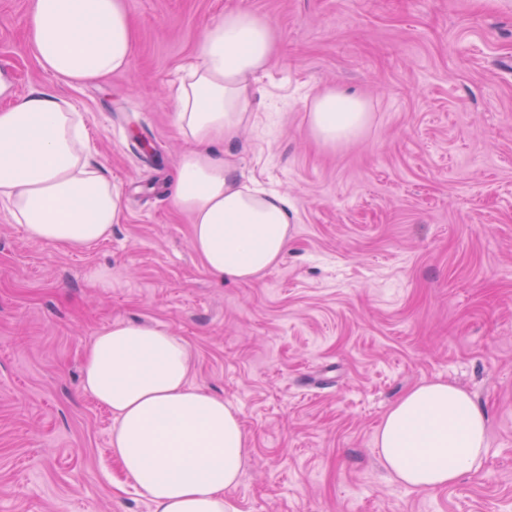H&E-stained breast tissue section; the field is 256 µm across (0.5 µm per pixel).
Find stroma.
<instances>
[{
	"label": "stroma",
	"instance_id": "35a3bbf8",
	"mask_svg": "<svg viewBox=\"0 0 512 512\" xmlns=\"http://www.w3.org/2000/svg\"><path fill=\"white\" fill-rule=\"evenodd\" d=\"M246 6L280 50L234 151L288 193L280 263L210 274L166 191L186 145L176 69L203 24ZM131 68L72 88L26 44L32 0H0V75L52 88L86 118L90 160L122 186L112 234L80 251L30 240L0 205V512H152L82 387L97 331L162 327L193 385L239 414L238 512H512V0H128ZM332 85L371 106L336 149L306 133ZM93 268L112 271L96 286ZM443 380L488 417L481 470L434 490L388 475L374 446L391 405Z\"/></svg>",
	"mask_w": 512,
	"mask_h": 512
}]
</instances>
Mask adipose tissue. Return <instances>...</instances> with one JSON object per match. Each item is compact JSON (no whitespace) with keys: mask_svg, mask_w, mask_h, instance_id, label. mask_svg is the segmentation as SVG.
I'll list each match as a JSON object with an SVG mask.
<instances>
[{"mask_svg":"<svg viewBox=\"0 0 512 512\" xmlns=\"http://www.w3.org/2000/svg\"><path fill=\"white\" fill-rule=\"evenodd\" d=\"M27 41L41 68L78 87L128 71L136 32L127 0H34ZM271 21L239 7L208 23L179 66L173 110L189 149L170 188L189 216L194 252L230 282L260 278L281 260L294 204L261 188L229 153L250 124L256 83L277 52ZM306 133L333 148L371 121L368 102L333 87L306 102ZM226 153H218V146ZM0 202L30 240L80 250L112 232L123 192L89 160L82 113L51 90L13 97L0 80ZM190 352L169 330L115 322L98 331L83 385L116 421L112 451L153 512H236L230 492L247 461L238 412L190 383ZM487 416L465 390L429 382L384 416L375 447L387 472L438 489L479 471Z\"/></svg>","mask_w":512,"mask_h":512,"instance_id":"ef3b65f1","label":"adipose tissue"}]
</instances>
